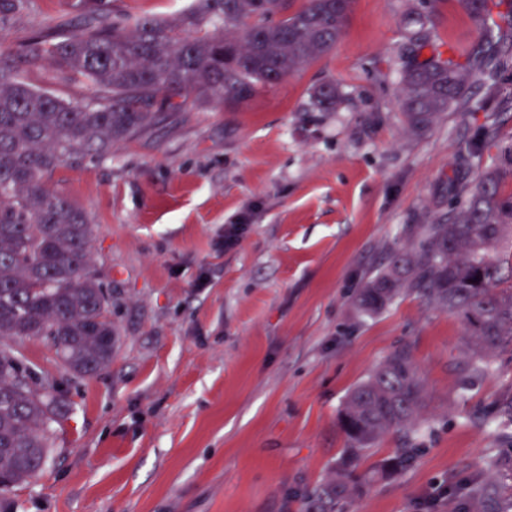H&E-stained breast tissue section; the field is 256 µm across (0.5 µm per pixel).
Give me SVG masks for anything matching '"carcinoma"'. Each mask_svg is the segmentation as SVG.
<instances>
[{
	"mask_svg": "<svg viewBox=\"0 0 512 512\" xmlns=\"http://www.w3.org/2000/svg\"><path fill=\"white\" fill-rule=\"evenodd\" d=\"M196 0L174 22L156 16L131 27L108 23L92 10L80 30L48 31L16 51L0 50V494L45 468L67 399L56 379L44 376L10 341L25 337L56 349L64 373L85 378L112 363V295L92 266L95 227L43 178L63 164L103 158L117 141L147 132L163 112H177L190 96L241 103L259 85L313 63L335 46L353 0ZM478 40L420 58L432 45L428 16L413 18L408 46L395 49L398 105L407 126L423 131L444 113L462 121L485 107L465 99L470 83L490 87L512 68V28L493 19L512 16V0H458ZM63 80L98 90L91 100H65L37 89L24 73L42 59ZM311 102L335 112L346 93L333 82L315 87ZM489 131L460 148L476 168L456 183L464 206L435 214L409 251H395L355 296L362 315H374L402 292L415 293L460 319L467 360L459 386L468 390L494 371L497 354L512 348V143L482 157ZM425 382L411 348L396 347L349 393L341 412L346 448L336 474L300 498L299 512H343L375 476L397 473L419 453ZM494 427L499 450L489 475L467 484L466 512H512V394L482 418ZM401 440L393 455L360 471L381 437Z\"/></svg>",
	"mask_w": 512,
	"mask_h": 512,
	"instance_id": "carcinoma-1",
	"label": "carcinoma"
}]
</instances>
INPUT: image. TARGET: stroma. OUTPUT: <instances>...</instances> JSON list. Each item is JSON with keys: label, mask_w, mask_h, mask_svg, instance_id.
Returning a JSON list of instances; mask_svg holds the SVG:
<instances>
[{"label": "stroma", "mask_w": 512, "mask_h": 512, "mask_svg": "<svg viewBox=\"0 0 512 512\" xmlns=\"http://www.w3.org/2000/svg\"><path fill=\"white\" fill-rule=\"evenodd\" d=\"M193 6L29 0L0 23V48L78 29L90 9L130 23ZM415 13L434 24L423 57L477 39L457 0H355L329 54L247 102L188 100L111 156L46 177L96 228L116 342L109 367L70 380L51 345L15 341L69 406L44 471L0 496V512H294L334 474L348 393L404 343L433 430L411 466L350 512H464L467 483L497 451L480 417L512 392V355L463 393L458 319L413 294L374 316L352 305L397 246L463 205L451 183L466 173L461 145L486 125V157L512 142V70L493 89L470 86L487 106L468 121L451 112L425 133L405 128L392 49ZM27 77L64 99L96 94L57 79L48 60ZM325 81L347 93L337 111L310 104ZM245 212L239 245L225 250V225Z\"/></svg>", "instance_id": "35a3bbf8"}]
</instances>
